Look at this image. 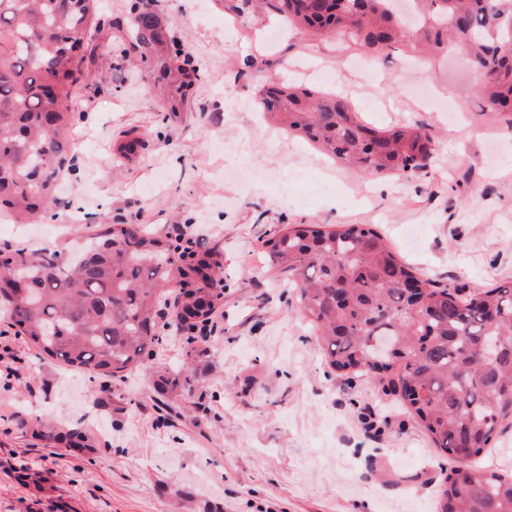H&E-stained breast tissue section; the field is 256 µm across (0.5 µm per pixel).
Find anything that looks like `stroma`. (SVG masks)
I'll return each instance as SVG.
<instances>
[{"label": "stroma", "mask_w": 512, "mask_h": 512, "mask_svg": "<svg viewBox=\"0 0 512 512\" xmlns=\"http://www.w3.org/2000/svg\"><path fill=\"white\" fill-rule=\"evenodd\" d=\"M131 2L99 0L108 26L72 93V169L47 214L0 217V250L73 245L105 221L182 233L222 251L224 302L212 333L162 329L121 380L41 358L1 314L0 348L23 375L0 366V512H434L445 463L428 436L376 381L328 366L260 245L283 224H371L435 283L512 280V130L481 118L463 61L427 67L434 98L458 107L451 118L409 94L396 69L407 43L365 56L292 30L271 44L273 21H231L214 0H152L200 75L191 111L168 117L132 61ZM330 70L365 119L429 130L427 168L365 175L262 120L261 85ZM128 130L146 142L130 160L114 147ZM188 359L191 391L161 411L159 380ZM38 421L85 431L96 453L33 439ZM395 473L421 479L397 485Z\"/></svg>", "instance_id": "obj_1"}]
</instances>
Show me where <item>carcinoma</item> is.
I'll use <instances>...</instances> for the list:
<instances>
[{
	"mask_svg": "<svg viewBox=\"0 0 512 512\" xmlns=\"http://www.w3.org/2000/svg\"><path fill=\"white\" fill-rule=\"evenodd\" d=\"M394 0H216L234 18L272 14L311 38H338L367 54L422 41L441 53L458 40L469 56L487 115L512 129V0H413L411 25L392 20ZM128 37L163 92L166 111H191L199 80L159 16L131 3ZM104 20L97 0H0V214L22 224L55 202L70 151L73 88L93 56ZM257 105L275 124L344 167L370 176L426 168L434 139L422 126L378 127L345 97L271 80ZM134 132L116 143L135 157ZM265 256L318 331L329 367L387 387L439 452L449 473L437 512H512V476L481 463L512 419V282L464 292L436 286L397 257L369 224H285ZM0 308L41 356L121 379L160 342L161 308L173 299L176 325L212 322L224 301L221 254L141 224H101L82 250L0 254ZM191 363L166 383L191 384ZM32 437L69 451L93 450L69 429Z\"/></svg>",
	"mask_w": 512,
	"mask_h": 512,
	"instance_id": "obj_1",
	"label": "carcinoma"
}]
</instances>
